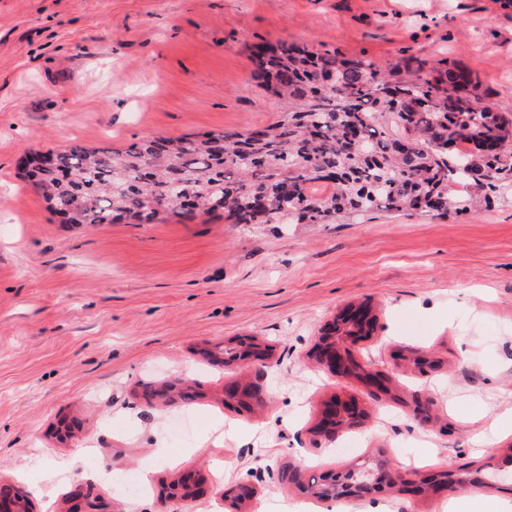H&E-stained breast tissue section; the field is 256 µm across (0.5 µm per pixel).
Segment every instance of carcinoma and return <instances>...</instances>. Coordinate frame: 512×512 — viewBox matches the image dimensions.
<instances>
[{
  "mask_svg": "<svg viewBox=\"0 0 512 512\" xmlns=\"http://www.w3.org/2000/svg\"><path fill=\"white\" fill-rule=\"evenodd\" d=\"M252 77L283 104L261 136L73 145L26 172L65 224H151L221 211L232 224L346 223L363 212L476 210L512 188V118L455 63L389 68L295 44L252 45ZM467 189L454 193L453 186Z\"/></svg>",
  "mask_w": 512,
  "mask_h": 512,
  "instance_id": "cac0c4a2",
  "label": "carcinoma"
}]
</instances>
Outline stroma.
Masks as SVG:
<instances>
[{
  "mask_svg": "<svg viewBox=\"0 0 512 512\" xmlns=\"http://www.w3.org/2000/svg\"><path fill=\"white\" fill-rule=\"evenodd\" d=\"M261 41L386 68L448 60L512 114V0H0V483L25 487L32 512H68L78 489L110 512H444L456 496L512 512V433L497 429L512 413L511 201L347 224H63L23 180L26 155L76 142L268 125L278 105L251 78ZM357 305L378 329L346 356L389 376L391 396L313 361L322 327ZM246 336L273 366L263 403L236 411L222 350ZM405 348L439 370L417 375ZM174 377L194 399H144ZM419 389L434 422L410 412ZM336 395L367 421L314 446ZM357 447L404 475L489 458L497 481L320 501L277 480L288 465L344 467ZM185 471L201 492L178 507L166 495ZM116 473L147 493L131 497ZM244 481L257 493L233 508L224 492Z\"/></svg>",
  "mask_w": 512,
  "mask_h": 512,
  "instance_id": "35a3bbf8",
  "label": "stroma"
}]
</instances>
